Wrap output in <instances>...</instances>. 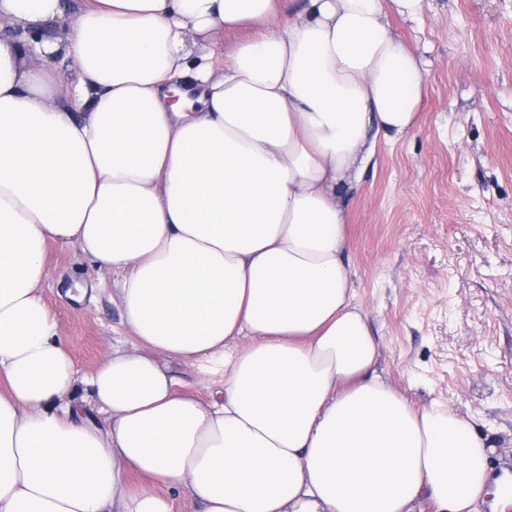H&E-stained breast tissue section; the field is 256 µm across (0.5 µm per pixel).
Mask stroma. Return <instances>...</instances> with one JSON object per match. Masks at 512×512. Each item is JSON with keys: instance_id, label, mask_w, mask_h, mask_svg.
<instances>
[{"instance_id": "1", "label": "stroma", "mask_w": 512, "mask_h": 512, "mask_svg": "<svg viewBox=\"0 0 512 512\" xmlns=\"http://www.w3.org/2000/svg\"><path fill=\"white\" fill-rule=\"evenodd\" d=\"M389 21L428 66L416 128L346 193L356 301L379 373L490 438L491 472L512 465V0H423ZM46 261L43 300L89 374L131 342L116 277L73 244Z\"/></svg>"}]
</instances>
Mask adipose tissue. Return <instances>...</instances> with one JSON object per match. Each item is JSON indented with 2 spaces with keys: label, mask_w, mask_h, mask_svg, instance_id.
Returning <instances> with one entry per match:
<instances>
[{
  "label": "adipose tissue",
  "mask_w": 512,
  "mask_h": 512,
  "mask_svg": "<svg viewBox=\"0 0 512 512\" xmlns=\"http://www.w3.org/2000/svg\"><path fill=\"white\" fill-rule=\"evenodd\" d=\"M422 0H0V512H475L486 439L376 370L344 192L417 123L387 17ZM253 26L214 72L216 32ZM80 77L60 101L54 57ZM118 272L137 341L78 379L41 296L49 244ZM246 346L235 347L239 338ZM223 373L210 400L171 360ZM86 386L107 414L82 421Z\"/></svg>",
  "instance_id": "ef3b65f1"
}]
</instances>
